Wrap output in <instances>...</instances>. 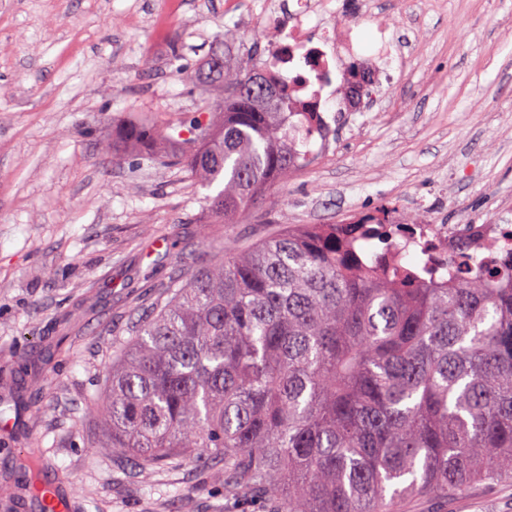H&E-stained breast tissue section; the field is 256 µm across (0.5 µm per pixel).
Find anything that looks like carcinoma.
<instances>
[{
    "mask_svg": "<svg viewBox=\"0 0 512 512\" xmlns=\"http://www.w3.org/2000/svg\"><path fill=\"white\" fill-rule=\"evenodd\" d=\"M211 100L178 126L131 124V147L202 187L233 224L297 171L288 90L257 51L203 64ZM488 268L427 284L361 263L293 225L161 286L112 364L96 447L164 468L200 455L224 492L275 512H402L414 495L454 497L512 480V286Z\"/></svg>",
    "mask_w": 512,
    "mask_h": 512,
    "instance_id": "cac0c4a2",
    "label": "carcinoma"
}]
</instances>
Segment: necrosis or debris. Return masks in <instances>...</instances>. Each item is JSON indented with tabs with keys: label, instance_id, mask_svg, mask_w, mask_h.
I'll use <instances>...</instances> for the list:
<instances>
[{
	"label": "necrosis or debris",
	"instance_id": "necrosis-or-debris-1",
	"mask_svg": "<svg viewBox=\"0 0 512 512\" xmlns=\"http://www.w3.org/2000/svg\"><path fill=\"white\" fill-rule=\"evenodd\" d=\"M359 22L334 15L332 0H270L258 28L265 34L266 65L294 98L290 125L310 130L318 152L331 149V123L324 112L309 113L304 105L329 98L345 102L343 86L365 78L382 82L384 72L358 51ZM346 235L357 260L415 256L414 270L424 281H442L467 263L480 276L485 266L512 263L511 224H406L391 211L382 224H360Z\"/></svg>",
	"mask_w": 512,
	"mask_h": 512
}]
</instances>
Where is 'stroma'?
Returning <instances> with one entry per match:
<instances>
[{
    "instance_id": "stroma-1",
    "label": "stroma",
    "mask_w": 512,
    "mask_h": 512,
    "mask_svg": "<svg viewBox=\"0 0 512 512\" xmlns=\"http://www.w3.org/2000/svg\"><path fill=\"white\" fill-rule=\"evenodd\" d=\"M226 0H0V512H38L25 488L71 490L77 512H270L224 494V471L186 458L145 468L94 443L112 359L161 284L291 224L359 207L431 224L512 225V0H374L400 19L403 54L367 111L341 114L331 154L215 224L186 172L123 147L127 123L188 121L208 97L189 76L225 27L258 38ZM409 512H512V481L478 482Z\"/></svg>"
}]
</instances>
